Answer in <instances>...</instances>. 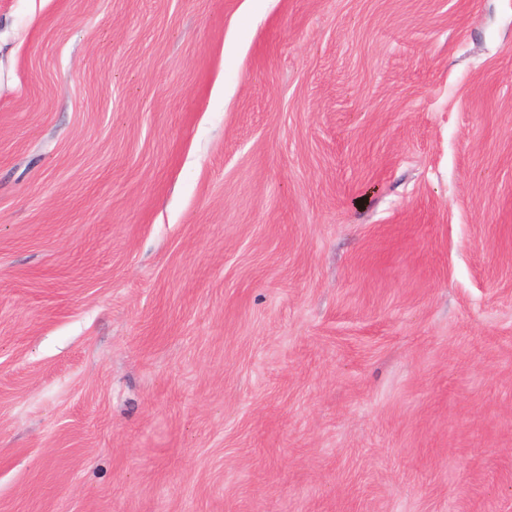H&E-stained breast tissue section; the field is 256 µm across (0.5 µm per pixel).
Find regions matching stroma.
Listing matches in <instances>:
<instances>
[{"instance_id":"stroma-1","label":"stroma","mask_w":512,"mask_h":512,"mask_svg":"<svg viewBox=\"0 0 512 512\" xmlns=\"http://www.w3.org/2000/svg\"><path fill=\"white\" fill-rule=\"evenodd\" d=\"M0 512H512V0H0Z\"/></svg>"}]
</instances>
